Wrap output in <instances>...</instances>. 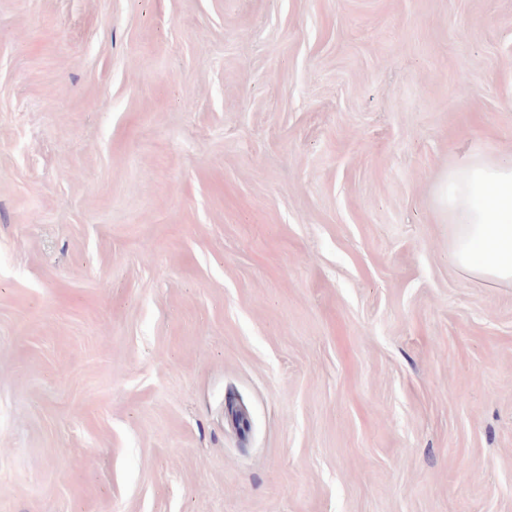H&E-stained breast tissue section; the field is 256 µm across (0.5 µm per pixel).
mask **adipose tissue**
Listing matches in <instances>:
<instances>
[{"instance_id": "1", "label": "adipose tissue", "mask_w": 512, "mask_h": 512, "mask_svg": "<svg viewBox=\"0 0 512 512\" xmlns=\"http://www.w3.org/2000/svg\"><path fill=\"white\" fill-rule=\"evenodd\" d=\"M460 269L512 283V166L471 161L454 169L439 192Z\"/></svg>"}]
</instances>
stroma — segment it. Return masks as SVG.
Returning <instances> with one entry per match:
<instances>
[{"mask_svg":"<svg viewBox=\"0 0 512 512\" xmlns=\"http://www.w3.org/2000/svg\"><path fill=\"white\" fill-rule=\"evenodd\" d=\"M475 158L512 0H0V512H512ZM438 199L459 268L512 283V166L465 163L448 173Z\"/></svg>","mask_w":512,"mask_h":512,"instance_id":"35a3bbf8","label":"stroma"}]
</instances>
